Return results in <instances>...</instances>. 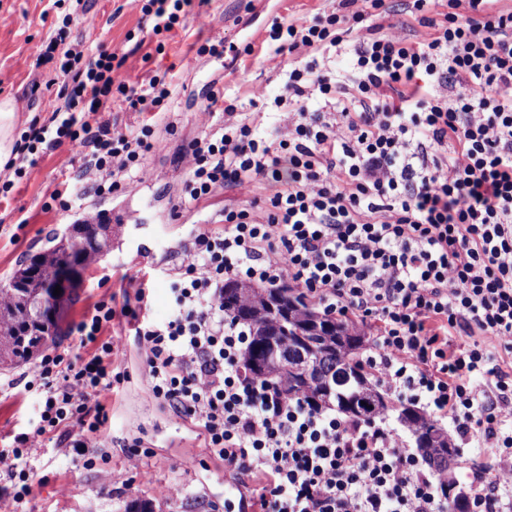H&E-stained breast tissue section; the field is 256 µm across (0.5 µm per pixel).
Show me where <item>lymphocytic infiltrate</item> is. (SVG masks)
Returning a JSON list of instances; mask_svg holds the SVG:
<instances>
[{"mask_svg":"<svg viewBox=\"0 0 512 512\" xmlns=\"http://www.w3.org/2000/svg\"><path fill=\"white\" fill-rule=\"evenodd\" d=\"M74 2L36 59L60 89L16 140L0 198L36 155L65 145L84 148L94 193L114 194L160 147L153 117L171 111V81L129 82L127 53L72 41ZM126 2L161 53V35L183 26L194 0ZM490 2L412 0L406 36L357 37L385 0L273 21L274 54L310 59L289 64L273 99L288 122L272 135L209 85L202 131L178 157L187 176L175 215L222 192L267 195L190 232L164 322L149 320L150 283L133 274L121 308L98 301L76 324L81 352L42 360L24 385L43 393L39 424L0 449L13 500L31 495L47 435L93 465L112 420L107 396L128 377L112 367L120 347L109 330L121 316L153 399L197 429L236 484L253 482L249 495L225 497L224 512H446L442 477L389 419L316 409L246 376L251 336L225 313L224 285L271 288L288 276L322 310L372 323L364 369L450 420L460 449L492 457L494 477L468 480L469 512H512V8ZM117 102L136 126L112 129L104 112Z\"/></svg>","mask_w":512,"mask_h":512,"instance_id":"1","label":"lymphocytic infiltrate"}]
</instances>
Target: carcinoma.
<instances>
[{"mask_svg": "<svg viewBox=\"0 0 512 512\" xmlns=\"http://www.w3.org/2000/svg\"><path fill=\"white\" fill-rule=\"evenodd\" d=\"M112 243V225L99 224L94 231H84L73 227V232L55 235L50 246L19 265L13 276L0 285V360L10 361L14 365H26L36 357L40 348L56 343L62 337V321L69 307L75 302L76 286L80 271L96 264L107 252ZM70 266L75 277L61 288V294L54 299L56 313L50 317L47 313L33 312L28 307V299L35 287H52L59 282L62 269ZM297 306L291 315L283 317L288 328L275 325L264 315H257L254 301L248 288L224 289V310L248 325L252 338L246 353L262 350L268 339H273L284 351L297 353L298 337L294 334L297 327H305L309 317L320 313L319 307L304 298L299 290H294ZM323 322L336 327V335H347L348 329L355 331L351 342L338 341L333 345L325 344L323 337L310 336V344L320 355L322 372L312 371L309 375L294 377L295 385L285 392L287 396H302L307 402L324 403L322 394V374H336L350 370L352 378L332 386L328 407L346 414H355L365 419H374L393 410V406L379 403L375 406L363 402L362 385L368 381L363 374L359 359V350L365 342L364 333L356 324L347 319H339L331 314H323ZM397 420L407 425L415 436L417 448L422 456L436 471L443 473L457 463V449L436 448L434 444L443 428L434 420L428 419L409 406H402Z\"/></svg>", "mask_w": 512, "mask_h": 512, "instance_id": "1", "label": "carcinoma"}]
</instances>
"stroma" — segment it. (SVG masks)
I'll use <instances>...</instances> for the list:
<instances>
[{
  "mask_svg": "<svg viewBox=\"0 0 512 512\" xmlns=\"http://www.w3.org/2000/svg\"><path fill=\"white\" fill-rule=\"evenodd\" d=\"M337 0H210V26L201 28L187 21L168 39L164 54H157L154 40H146L138 51H130L128 32L137 30L139 15L124 7L123 0H87L91 24L72 29L73 37L85 44H103L128 52L124 77L132 82L147 79L154 71H169L177 87L175 111L159 115L157 133L160 151L145 163L142 180L123 194L100 197L83 189L68 212H44L42 203L65 176H78L82 156L62 147L42 155L0 205V283L7 281L19 265L40 253L51 236L68 231L85 213L134 215L122 230L119 247L109 249L94 267L82 271L76 300L66 315V335L61 343L47 347V354L62 351L75 340L72 329L85 311L110 294L122 293V276L137 269L153 279L150 315L164 321L170 312L169 273L178 261V251L199 216H211L214 208L244 201L245 196L229 191L217 196L214 207L202 215L171 214V201L179 193L185 171L177 157L183 144L201 130L205 90L211 81L223 85L227 97L236 99L238 109L251 111L280 91V74L288 60L307 61L300 50L293 57L258 51L242 62L225 66L221 61L196 54L198 42L219 34L228 42L261 44L265 29L274 17L304 21L319 11H331ZM69 0H0V73L8 80L0 86V101L17 103L25 98L30 83L47 82L52 73L36 67L40 46L63 16L70 12ZM27 217L18 227L19 217ZM114 331L124 346L121 367L129 377L112 395V424L102 452L103 464L83 467L56 443L45 442L32 460L34 487L31 496L7 502L0 512H127L131 502L151 503L153 512H224V494L234 481L221 463L210 459L193 427L170 416L148 391L134 338L124 324ZM33 365L0 370V440L28 431L38 423L37 396L19 388V381L32 373ZM142 439L152 456L132 467L128 446ZM180 487L179 497H161L167 486Z\"/></svg>",
  "mask_w": 512,
  "mask_h": 512,
  "instance_id": "35a3bbf8",
  "label": "stroma"
}]
</instances>
